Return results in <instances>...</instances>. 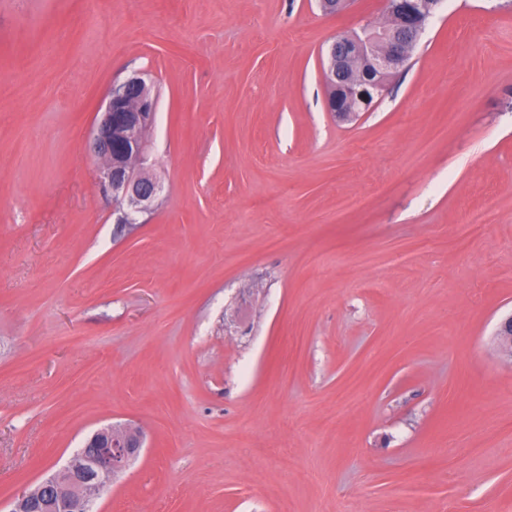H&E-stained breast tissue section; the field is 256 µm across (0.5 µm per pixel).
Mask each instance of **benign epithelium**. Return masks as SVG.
I'll return each mask as SVG.
<instances>
[{"mask_svg": "<svg viewBox=\"0 0 512 512\" xmlns=\"http://www.w3.org/2000/svg\"><path fill=\"white\" fill-rule=\"evenodd\" d=\"M443 0H382L387 23L403 31L393 35L364 30L340 34L328 48V110L348 118L370 107L382 95L388 75L402 67L414 51L429 18ZM157 100L141 76L112 89L104 112L92 130V148L100 185L122 205L115 223L129 228L158 200L161 185L145 172L151 147L147 137ZM499 353L512 361V314L495 332ZM144 431L133 423L97 429L67 464L39 484L25 488L11 512H27L40 504L48 512H92L106 480L122 477L144 448Z\"/></svg>", "mask_w": 512, "mask_h": 512, "instance_id": "7a95c632", "label": "benign epithelium"}]
</instances>
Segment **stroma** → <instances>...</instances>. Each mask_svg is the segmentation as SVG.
Here are the masks:
<instances>
[{
    "mask_svg": "<svg viewBox=\"0 0 512 512\" xmlns=\"http://www.w3.org/2000/svg\"><path fill=\"white\" fill-rule=\"evenodd\" d=\"M381 20L0 0V512L127 421L95 512H512V6L444 0L339 120L327 48ZM135 74L163 192L130 231L90 139Z\"/></svg>",
    "mask_w": 512,
    "mask_h": 512,
    "instance_id": "obj_1",
    "label": "stroma"
}]
</instances>
